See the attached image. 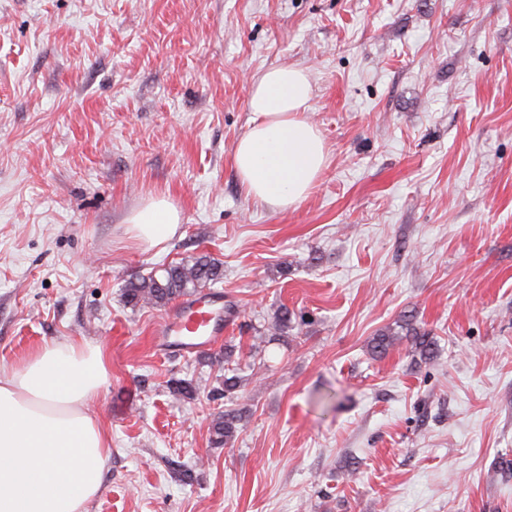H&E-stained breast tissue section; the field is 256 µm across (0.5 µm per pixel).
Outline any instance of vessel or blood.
<instances>
[{
  "mask_svg": "<svg viewBox=\"0 0 512 512\" xmlns=\"http://www.w3.org/2000/svg\"><path fill=\"white\" fill-rule=\"evenodd\" d=\"M223 333L224 310L210 295L186 299L164 319L159 331L162 345L175 346L185 355L209 348Z\"/></svg>",
  "mask_w": 512,
  "mask_h": 512,
  "instance_id": "b4317fda",
  "label": "vessel or blood"
}]
</instances>
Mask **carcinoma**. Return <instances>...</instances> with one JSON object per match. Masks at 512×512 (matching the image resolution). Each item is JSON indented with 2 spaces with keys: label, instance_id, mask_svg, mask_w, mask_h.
<instances>
[{
  "label": "carcinoma",
  "instance_id": "obj_1",
  "mask_svg": "<svg viewBox=\"0 0 512 512\" xmlns=\"http://www.w3.org/2000/svg\"><path fill=\"white\" fill-rule=\"evenodd\" d=\"M223 279L222 263L201 253L187 261L164 265L147 276L129 282L124 297L127 304L133 307L162 308ZM413 320V316H406L401 322V331L382 333L375 337L371 343L373 353L384 356L391 348L405 342L412 355L422 360L429 359L434 353L435 342L427 333L414 326ZM291 323L292 314L284 307L272 314L268 328L286 333ZM241 421L242 414L234 409L218 412L211 423V444L219 447L231 443L242 428Z\"/></svg>",
  "mask_w": 512,
  "mask_h": 512
}]
</instances>
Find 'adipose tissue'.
I'll use <instances>...</instances> for the list:
<instances>
[{"label":"adipose tissue","mask_w":512,"mask_h":512,"mask_svg":"<svg viewBox=\"0 0 512 512\" xmlns=\"http://www.w3.org/2000/svg\"><path fill=\"white\" fill-rule=\"evenodd\" d=\"M312 85L295 67L262 72L248 106L255 118L234 147L247 194L276 209L300 204L327 153L305 113ZM176 206L155 198L126 218L129 235L156 246L174 237ZM108 379L102 348L53 343L21 368L0 365V512H86L99 492L109 441L89 407Z\"/></svg>","instance_id":"obj_1"}]
</instances>
